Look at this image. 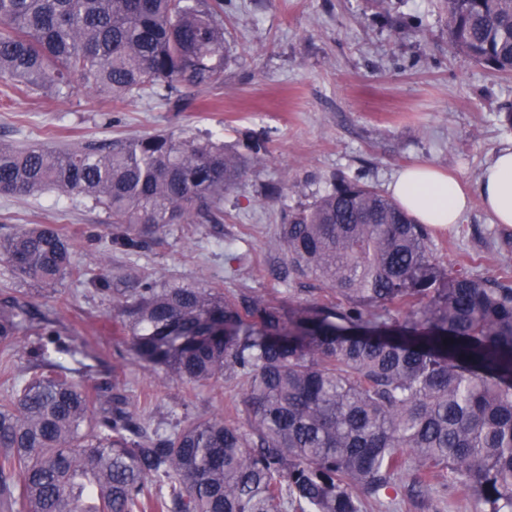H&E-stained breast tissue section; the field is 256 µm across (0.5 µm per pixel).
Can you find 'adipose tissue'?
<instances>
[{"mask_svg": "<svg viewBox=\"0 0 512 512\" xmlns=\"http://www.w3.org/2000/svg\"><path fill=\"white\" fill-rule=\"evenodd\" d=\"M388 191L418 223L444 230L461 222L472 198H479L494 223L512 224V146L498 149L486 165L476 190L431 166L399 172Z\"/></svg>", "mask_w": 512, "mask_h": 512, "instance_id": "ef3b65f1", "label": "adipose tissue"}]
</instances>
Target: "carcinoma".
I'll return each instance as SVG.
<instances>
[{
	"instance_id": "carcinoma-1",
	"label": "carcinoma",
	"mask_w": 512,
	"mask_h": 512,
	"mask_svg": "<svg viewBox=\"0 0 512 512\" xmlns=\"http://www.w3.org/2000/svg\"><path fill=\"white\" fill-rule=\"evenodd\" d=\"M448 44L512 75V0H441ZM223 0H0V79L61 93L224 79ZM251 159L210 137L158 133L65 150L0 143V192L54 189L112 213V247L138 251L168 224H220ZM283 280L336 301L268 298L136 279L112 292L130 350L168 382L243 380L234 417L136 420L115 379L96 395L55 353L59 331L0 307V346L35 336L0 400L3 512H364L413 463V483L459 487L477 512H512V284L449 268L430 229L359 180L289 211ZM15 278L82 276L66 236L39 225L0 243ZM294 293L300 300H327L332 299L334 294L324 288L320 282L312 279H300L295 283L288 285V291Z\"/></svg>"
}]
</instances>
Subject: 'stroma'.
I'll return each mask as SVG.
<instances>
[{
    "instance_id": "1",
    "label": "stroma",
    "mask_w": 512,
    "mask_h": 512,
    "mask_svg": "<svg viewBox=\"0 0 512 512\" xmlns=\"http://www.w3.org/2000/svg\"><path fill=\"white\" fill-rule=\"evenodd\" d=\"M224 42L232 61L223 83L184 86L182 106L144 90L112 97L73 81L62 95L22 92L0 82V142L47 148L108 144L171 132L214 134L257 160L224 198L220 224H171L149 247H110L112 216L89 198L44 190L0 193V241L35 224L69 238L87 277L53 288L28 286L35 320L51 322L65 342L100 359L93 373L60 361L93 387L116 370L138 406L140 423L168 426L184 408L226 413L240 390L237 377L209 386L165 381L135 359L112 317V298L90 280L146 278L159 284L247 290L300 300H327L320 282L286 285L272 273L288 209L306 204L334 182L357 179L386 190L402 168L427 163L473 186L493 151L512 145L502 110L512 106V76H492L448 45L439 0H224ZM261 149H254V142ZM473 203L461 224L432 234L435 257L482 277L512 269V249ZM366 512H476L467 492L435 485L395 504L369 499Z\"/></svg>"
}]
</instances>
